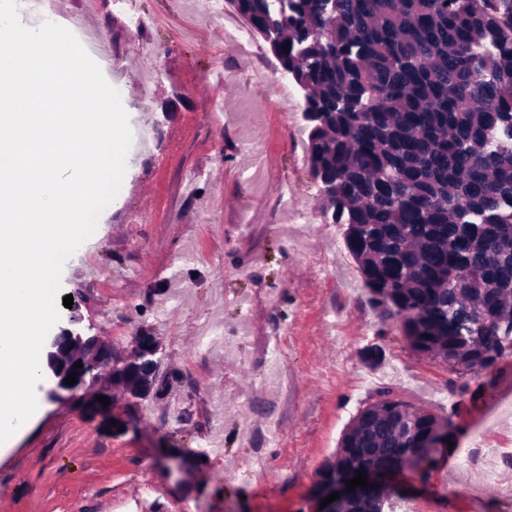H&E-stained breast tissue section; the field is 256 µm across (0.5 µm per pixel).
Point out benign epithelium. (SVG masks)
<instances>
[{
    "instance_id": "7a95c632",
    "label": "benign epithelium",
    "mask_w": 512,
    "mask_h": 512,
    "mask_svg": "<svg viewBox=\"0 0 512 512\" xmlns=\"http://www.w3.org/2000/svg\"><path fill=\"white\" fill-rule=\"evenodd\" d=\"M82 318L71 312L67 323L58 326L50 337L44 351L43 371L52 381L48 394L54 400L69 399L81 391H86L106 375L116 382L134 380L137 385L130 396L140 399L150 394L154 380L159 372L162 347L153 336H140L133 347V353L123 355L114 350L112 344L95 335L82 332L78 325ZM82 362V368L74 369V364ZM77 373V383L69 386L65 379L71 373ZM369 485L378 487L393 482L398 473L389 470H368L365 472ZM355 474L341 472L317 488L316 495L310 498L311 512H324L319 508L321 500L333 492L345 498L352 495L347 490V482Z\"/></svg>"
}]
</instances>
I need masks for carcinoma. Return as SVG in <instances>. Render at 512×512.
<instances>
[{
	"label": "carcinoma",
	"mask_w": 512,
	"mask_h": 512,
	"mask_svg": "<svg viewBox=\"0 0 512 512\" xmlns=\"http://www.w3.org/2000/svg\"><path fill=\"white\" fill-rule=\"evenodd\" d=\"M304 91L308 151L374 303L478 372L512 352V0H229ZM289 46L284 50L283 46ZM320 468L426 472L442 420L392 391ZM397 484L328 512H394Z\"/></svg>",
	"instance_id": "obj_1"
}]
</instances>
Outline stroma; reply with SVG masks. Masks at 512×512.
Wrapping results in <instances>:
<instances>
[{"instance_id":"obj_1","label":"stroma","mask_w":512,"mask_h":512,"mask_svg":"<svg viewBox=\"0 0 512 512\" xmlns=\"http://www.w3.org/2000/svg\"><path fill=\"white\" fill-rule=\"evenodd\" d=\"M149 27L90 15L68 0L73 27L101 30L96 62L120 70L131 124L152 126V154L128 155L126 189L66 262L62 295L83 325L130 351L160 341V396L131 410L113 390L108 417L84 400H49L0 450V512H306L321 465L383 389L451 418V448L427 481L399 478L404 512H512L460 452L512 442V354L464 376L413 352L396 320L370 302L342 225L325 222L311 171L302 94L262 37L225 45L243 18H206L194 0H133ZM156 66L140 93L137 76ZM292 190L296 209L282 206ZM370 344L384 357H362ZM136 417L138 432L110 422ZM178 468L165 469L164 456Z\"/></svg>"}]
</instances>
